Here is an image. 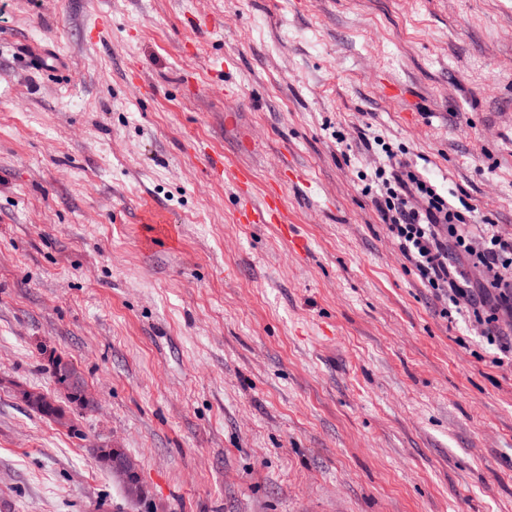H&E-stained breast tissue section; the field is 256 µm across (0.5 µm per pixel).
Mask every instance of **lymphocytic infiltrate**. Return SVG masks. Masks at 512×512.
<instances>
[{"instance_id": "lymphocytic-infiltrate-1", "label": "lymphocytic infiltrate", "mask_w": 512, "mask_h": 512, "mask_svg": "<svg viewBox=\"0 0 512 512\" xmlns=\"http://www.w3.org/2000/svg\"><path fill=\"white\" fill-rule=\"evenodd\" d=\"M386 163L370 180L374 203L400 254L421 285L445 300L444 317L467 316L500 352L495 366L512 356V236L495 225L471 231L473 205L449 203L438 186L405 157L382 144Z\"/></svg>"}]
</instances>
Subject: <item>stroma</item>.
Listing matches in <instances>:
<instances>
[{
    "label": "stroma",
    "instance_id": "obj_1",
    "mask_svg": "<svg viewBox=\"0 0 512 512\" xmlns=\"http://www.w3.org/2000/svg\"><path fill=\"white\" fill-rule=\"evenodd\" d=\"M366 123L512 233V0H0V512H512V367L399 255ZM57 357L67 426L15 392ZM235 181L238 192L237 195L242 201L237 217L239 223L277 225L281 233L288 240L290 250L298 255H304L307 248L305 239L290 226L292 224H282L278 195L271 192L266 198L262 208L257 209L250 204L252 181L249 173L245 171L236 173ZM61 362L60 359H52V376L57 384L70 391L68 402L71 404V401L76 402V399L72 396L74 394L72 390V379H82L84 383L85 381L81 373L72 363L65 362L63 367H60ZM106 448V453L111 456V471L105 463H99L96 460L97 452L100 448L93 449V456L97 465L110 471L119 481L123 488L125 499L128 503L134 504L143 500L146 495V489L139 479V464L135 459L126 454L122 448Z\"/></svg>",
    "mask_w": 512,
    "mask_h": 512
}]
</instances>
